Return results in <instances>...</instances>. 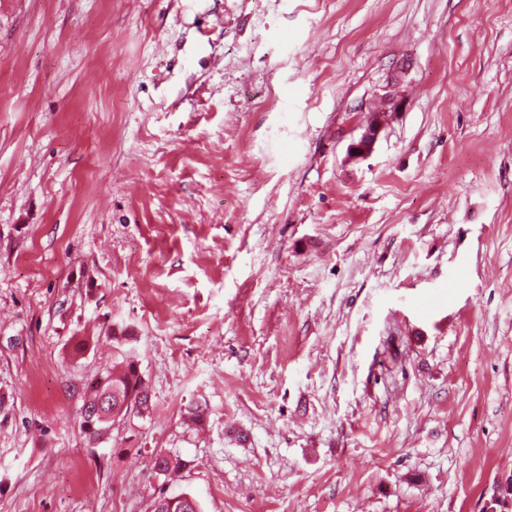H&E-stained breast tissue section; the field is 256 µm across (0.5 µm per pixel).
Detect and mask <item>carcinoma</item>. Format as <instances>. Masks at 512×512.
<instances>
[{
  "label": "carcinoma",
  "mask_w": 512,
  "mask_h": 512,
  "mask_svg": "<svg viewBox=\"0 0 512 512\" xmlns=\"http://www.w3.org/2000/svg\"><path fill=\"white\" fill-rule=\"evenodd\" d=\"M132 342L133 337L123 328L112 333V365L98 371L82 385L79 429L90 445L110 438L113 425L130 417L131 409H136L140 417H146L151 412L152 396L139 368L135 349L130 347ZM184 466V461L178 455L160 452L153 458V469L166 478ZM151 512L202 510L198 500L188 493L162 492L154 499Z\"/></svg>",
  "instance_id": "obj_1"
}]
</instances>
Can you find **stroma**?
Returning a JSON list of instances; mask_svg holds the SVG:
<instances>
[{"instance_id":"1","label":"stroma","mask_w":512,"mask_h":512,"mask_svg":"<svg viewBox=\"0 0 512 512\" xmlns=\"http://www.w3.org/2000/svg\"><path fill=\"white\" fill-rule=\"evenodd\" d=\"M120 327L153 411L93 448ZM510 476L512 0H0V512H483ZM381 129V121L377 120L374 115L367 116L360 138L353 141L348 147L349 156L361 158L370 154L378 140ZM190 501L194 503V506H191ZM151 512H202V510L198 500L188 493L161 492L154 499Z\"/></svg>"}]
</instances>
